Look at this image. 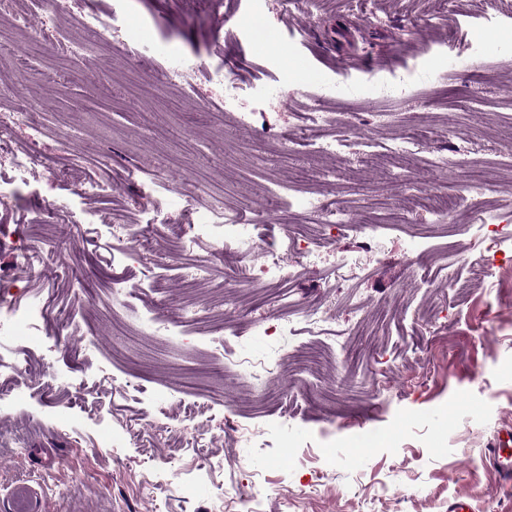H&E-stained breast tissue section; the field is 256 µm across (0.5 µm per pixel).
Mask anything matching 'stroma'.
<instances>
[{"mask_svg":"<svg viewBox=\"0 0 512 512\" xmlns=\"http://www.w3.org/2000/svg\"><path fill=\"white\" fill-rule=\"evenodd\" d=\"M18 9L0 17V113L33 111L43 165L0 205V279L16 278L17 239L46 262L16 293L42 315L29 330L0 323V364L45 371L0 409V512H21L24 494L45 512H448L460 495L473 512H512V487L484 457L512 428V264L472 277L485 260L469 219L478 198L512 223V0ZM90 11L121 27L118 44L83 26ZM177 59L193 66L171 83ZM313 96L324 133L350 137L336 153L294 136ZM415 127L431 138L365 165ZM83 174L112 192L83 199ZM432 187L452 204L417 211ZM141 196L153 243L132 264L112 227L140 228ZM311 196L345 210L336 238L304 207ZM189 203L266 225L288 264L283 297L209 243L170 253ZM47 205L60 222L35 226ZM302 227L318 251L359 256V274L301 264ZM414 245L446 256L470 288L444 294L409 269ZM201 262L205 279L184 289ZM121 278L138 284L133 298L113 299ZM317 304L335 334L297 318ZM193 404L205 412L190 420Z\"/></svg>","mask_w":512,"mask_h":512,"instance_id":"obj_1","label":"stroma"}]
</instances>
